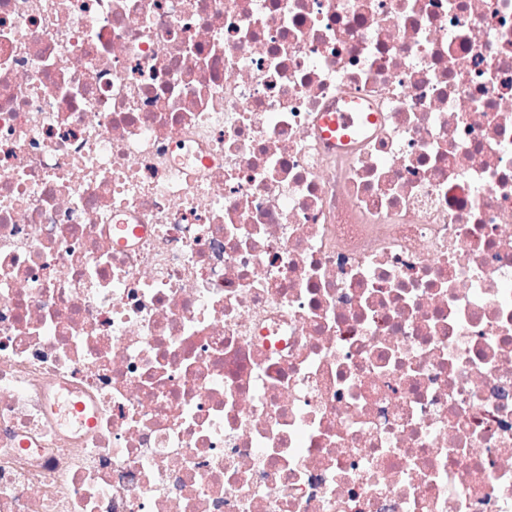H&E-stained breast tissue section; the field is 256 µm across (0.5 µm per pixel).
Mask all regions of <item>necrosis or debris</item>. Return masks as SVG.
Returning <instances> with one entry per match:
<instances>
[{
  "instance_id": "1",
  "label": "necrosis or debris",
  "mask_w": 512,
  "mask_h": 512,
  "mask_svg": "<svg viewBox=\"0 0 512 512\" xmlns=\"http://www.w3.org/2000/svg\"><path fill=\"white\" fill-rule=\"evenodd\" d=\"M0 512H512V0H0ZM359 112L352 110H343L336 112H325L320 119V126L323 128L324 138L336 144L339 150L347 147L351 138L347 134H340V130H345L353 127L356 123Z\"/></svg>"
}]
</instances>
